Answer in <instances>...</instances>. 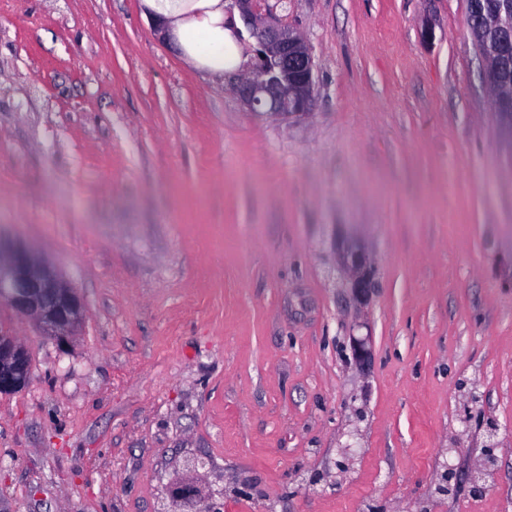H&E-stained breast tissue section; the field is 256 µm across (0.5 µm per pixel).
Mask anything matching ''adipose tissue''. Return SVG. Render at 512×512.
Instances as JSON below:
<instances>
[{
    "mask_svg": "<svg viewBox=\"0 0 512 512\" xmlns=\"http://www.w3.org/2000/svg\"><path fill=\"white\" fill-rule=\"evenodd\" d=\"M153 19L167 23L172 39L196 64L223 74L237 48L224 21V0H143Z\"/></svg>",
    "mask_w": 512,
    "mask_h": 512,
    "instance_id": "1",
    "label": "adipose tissue"
}]
</instances>
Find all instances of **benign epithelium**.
I'll list each match as a JSON object with an SVG mask.
<instances>
[{
	"label": "benign epithelium",
	"mask_w": 512,
	"mask_h": 512,
	"mask_svg": "<svg viewBox=\"0 0 512 512\" xmlns=\"http://www.w3.org/2000/svg\"><path fill=\"white\" fill-rule=\"evenodd\" d=\"M258 45L259 67L237 75L232 89L253 112L277 116H301L313 106V61L303 39L270 13L259 15L254 0H234ZM471 20L475 32L480 28L500 27L497 13L486 11L479 0L472 4ZM486 81L493 93L496 114L512 126V82L499 76L486 60ZM349 289L355 302L369 301L375 267L358 245L346 242L340 247ZM0 300L21 315L32 319L47 335L62 338L72 335L82 320V300L57 271L39 260L20 241L0 237ZM355 365L364 368L371 350L364 338L352 337ZM30 375L26 348L10 332L0 329V394L25 387ZM182 512H222L221 504L200 501L188 488L172 495Z\"/></svg>",
	"instance_id": "benign-epithelium-1"
}]
</instances>
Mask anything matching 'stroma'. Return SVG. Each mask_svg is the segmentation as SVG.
Wrapping results in <instances>:
<instances>
[{
	"instance_id": "stroma-1",
	"label": "stroma",
	"mask_w": 512,
	"mask_h": 512,
	"mask_svg": "<svg viewBox=\"0 0 512 512\" xmlns=\"http://www.w3.org/2000/svg\"><path fill=\"white\" fill-rule=\"evenodd\" d=\"M260 7L311 50L310 114L249 111L142 0H0V235L83 301L61 341L0 301L30 359L0 512H170L179 483L223 512H512V127L469 0ZM485 76L493 93V105L496 114L503 122H508L512 127V113L505 112L508 109L512 111V82L499 76L497 68L491 63L490 58L486 60ZM343 266L349 277V289L360 306L366 305L372 289L375 267L358 245L346 242L340 247Z\"/></svg>"
}]
</instances>
